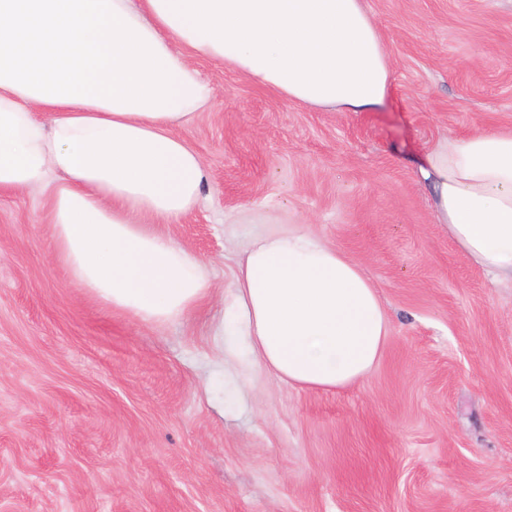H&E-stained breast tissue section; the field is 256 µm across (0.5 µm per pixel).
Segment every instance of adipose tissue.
<instances>
[{
	"mask_svg": "<svg viewBox=\"0 0 512 512\" xmlns=\"http://www.w3.org/2000/svg\"><path fill=\"white\" fill-rule=\"evenodd\" d=\"M199 57L331 111L378 109L393 76L365 0H0V191L41 192L55 258L146 324L210 292L205 264L159 230L205 200L177 133L214 99ZM420 170L453 242L512 281V132L441 138ZM215 332L227 361L336 390L373 368L389 322L359 263L293 227L238 255Z\"/></svg>",
	"mask_w": 512,
	"mask_h": 512,
	"instance_id": "adipose-tissue-1",
	"label": "adipose tissue"
}]
</instances>
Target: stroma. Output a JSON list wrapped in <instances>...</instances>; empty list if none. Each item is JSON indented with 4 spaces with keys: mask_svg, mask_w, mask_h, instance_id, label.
I'll use <instances>...</instances> for the list:
<instances>
[{
    "mask_svg": "<svg viewBox=\"0 0 512 512\" xmlns=\"http://www.w3.org/2000/svg\"><path fill=\"white\" fill-rule=\"evenodd\" d=\"M386 103L331 112L198 59L211 111L180 128L206 199L163 230L212 296L157 327L112 311L51 251L49 208L0 192V512H512V283L437 224L418 168L441 137L512 131V0H366ZM250 207L362 265L390 322L340 391L224 370L213 334Z\"/></svg>",
    "mask_w": 512,
    "mask_h": 512,
    "instance_id": "obj_1",
    "label": "stroma"
}]
</instances>
